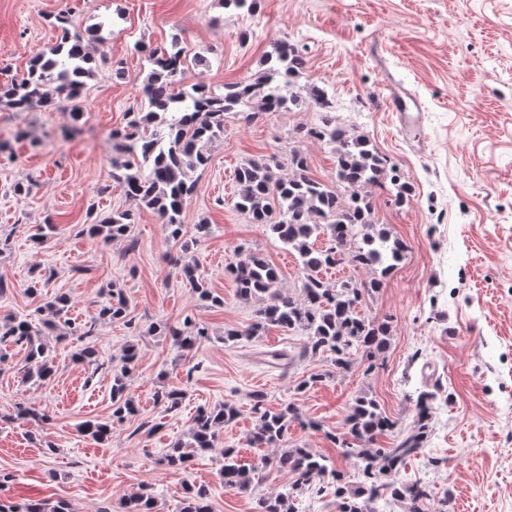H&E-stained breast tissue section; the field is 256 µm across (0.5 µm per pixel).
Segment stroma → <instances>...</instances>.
<instances>
[{
    "label": "stroma",
    "mask_w": 512,
    "mask_h": 512,
    "mask_svg": "<svg viewBox=\"0 0 512 512\" xmlns=\"http://www.w3.org/2000/svg\"><path fill=\"white\" fill-rule=\"evenodd\" d=\"M60 13L80 30L101 25L99 50L109 63L88 80L80 121L0 104V319L34 314L58 294L70 299L59 326L65 340H47L49 381H26L20 347L0 357V474L8 478L0 500L123 512V501L145 489L156 512H178L193 484L207 489L210 512H258L259 499L282 490L290 476L264 472L240 494L219 475L225 449H237L245 465L276 453L248 441L254 393L264 394L270 410L295 404L303 421L290 426L285 447L325 456L356 486L362 477L354 459L333 441L345 433L355 397L375 398L395 422L375 442L390 448L413 427L418 391L435 386L432 430L401 479L425 482L434 498L451 497L454 512H512V0H259L251 15L219 0H0V74L22 75L55 45ZM177 32L209 59L185 70L182 85L218 93L261 70L277 42L297 45L304 79L326 87L338 122L368 138L411 185L402 205L387 187L365 190L374 223L405 247L403 260L359 307L362 316L390 325V343L373 364L357 352L350 369L337 374L322 354H303L288 367L267 363L266 352L301 351L306 336L298 330L272 327L253 340L224 343L225 330L249 325L257 308L238 297L231 267L260 254L278 268L277 286L286 292L297 291L302 276L297 253L236 209L235 171L272 155L284 163L297 144L312 174L332 181L329 147L294 140L315 112L228 115L183 206L184 236L195 241L189 251L113 182L110 134L141 108L150 70L137 48L164 45ZM390 84L412 88L423 103L424 146L406 139L384 112ZM115 211L131 213L129 239L88 234ZM203 221L209 233L199 239L195 226ZM48 222L49 238L37 241ZM176 257L198 267L223 305L197 299L173 265ZM35 277L45 286L33 295L27 286ZM113 287L127 297L128 315L96 322ZM185 321L206 331L188 352L158 332ZM89 322L93 335L69 334V325ZM131 346L139 355L126 383L136 412L118 420L112 380ZM85 347L95 349L96 365L75 360ZM171 388L183 393L174 411L156 398ZM227 403L239 416L218 430L212 450L184 472L163 465L200 409ZM20 406L38 409L46 422L14 420ZM89 420L110 423L107 441L83 432Z\"/></svg>",
    "instance_id": "1"
}]
</instances>
